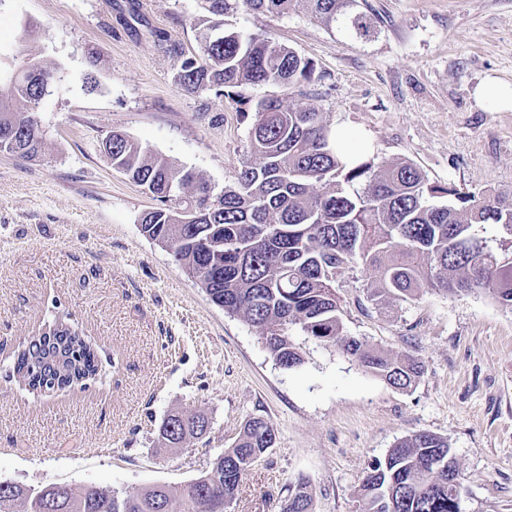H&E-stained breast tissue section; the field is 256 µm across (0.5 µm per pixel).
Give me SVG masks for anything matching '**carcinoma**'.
I'll list each match as a JSON object with an SVG mask.
<instances>
[{
	"instance_id": "cac0c4a2",
	"label": "carcinoma",
	"mask_w": 512,
	"mask_h": 512,
	"mask_svg": "<svg viewBox=\"0 0 512 512\" xmlns=\"http://www.w3.org/2000/svg\"><path fill=\"white\" fill-rule=\"evenodd\" d=\"M203 24L217 36L202 37L203 62L181 64L185 91L242 84L299 88L314 79V64L267 34L224 30V17L243 7L283 15L302 5L325 24L349 19L366 34L357 0H203ZM54 78L40 67L37 77L18 76L0 88V134L4 150L27 158L42 148L35 115L44 87ZM251 148L256 162L244 166L233 186L220 193L189 169L152 153L125 135L112 133V166L151 194L160 206L143 214L142 234L161 244L210 300L241 313L263 336L285 368L302 363L288 336L297 325L316 339L334 343L369 372L398 389L423 374L421 362L391 354L343 333L336 280L351 264L376 273L373 301L413 300L427 291L445 294L483 290L512 310V192L461 193L431 185L409 161L376 166L370 160L342 161L336 133L313 108L263 99L253 112ZM436 197L454 198L436 205ZM496 224L504 236L489 240L478 226ZM15 370L32 390L48 382L62 391L96 375L93 343L56 322L15 354ZM209 429L201 413H172L160 428L169 448ZM275 443L273 425L249 420L211 468L185 484L156 485L137 495L97 487L75 493L55 485L22 489L0 481V512H210V504L233 501L242 479ZM448 439L419 432L400 439L384 459L373 462L357 490L360 512H456L465 494ZM282 512H312L309 484L288 487Z\"/></svg>"
}]
</instances>
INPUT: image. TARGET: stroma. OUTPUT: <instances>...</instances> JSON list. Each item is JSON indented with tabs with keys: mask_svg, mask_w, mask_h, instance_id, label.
<instances>
[{
	"mask_svg": "<svg viewBox=\"0 0 512 512\" xmlns=\"http://www.w3.org/2000/svg\"><path fill=\"white\" fill-rule=\"evenodd\" d=\"M356 10L369 35L302 7L229 14L226 28L269 34L317 77L219 96L178 85L182 61L201 54L200 0H0V82L31 60L56 74L36 108L39 155L0 151L1 481L131 495L180 484L263 418L274 446L228 512H280L301 475L312 512H358L369 463L422 431L447 438L463 512H512L511 310L480 290L380 304L372 272L356 266L336 282L345 334L418 358V383L396 389L296 326L303 362L283 368L258 329L142 235L155 202L102 146L123 132L219 191L255 160L250 113L278 97L362 137L375 165L407 160L463 193L512 191V110L473 96L488 79L512 82V0H358ZM61 318L95 344L101 374L28 391L14 353ZM174 412L205 414L207 433L164 447L159 428Z\"/></svg>",
	"mask_w": 512,
	"mask_h": 512,
	"instance_id": "obj_1",
	"label": "stroma"
}]
</instances>
